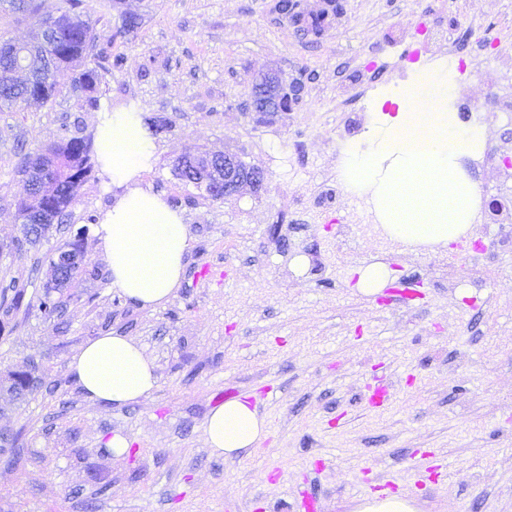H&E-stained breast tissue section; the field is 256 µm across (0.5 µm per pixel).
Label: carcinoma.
Masks as SVG:
<instances>
[{
	"instance_id": "obj_1",
	"label": "carcinoma",
	"mask_w": 512,
	"mask_h": 512,
	"mask_svg": "<svg viewBox=\"0 0 512 512\" xmlns=\"http://www.w3.org/2000/svg\"><path fill=\"white\" fill-rule=\"evenodd\" d=\"M11 11L19 19L34 21V30L28 41V53L19 57L12 40L0 39V103L21 107L31 102L46 103L60 89L61 81L69 79L70 87L82 94L86 104L100 108L98 96L99 74L96 68L86 66L89 58H100L98 36L90 23L83 19L85 0H65L53 13L42 11L41 0H9ZM55 17L57 37L48 43L42 41L40 27L46 17ZM26 68L28 79L17 77L19 67ZM92 141L83 136L62 133L61 138L48 145L36 144L23 154L24 179L21 184L19 216L21 238L18 247H35L66 223L76 203V188L90 175ZM48 179L56 184L55 194L43 198L30 189V184ZM78 228L73 239L63 247L83 256V262L72 267L62 278L58 288L44 287L41 294L28 302L25 311L37 310L48 320L57 317L67 304L78 296L86 276L95 273L89 269L91 259L83 245L84 230ZM27 284L11 278L0 285V331L12 326L21 308Z\"/></svg>"
}]
</instances>
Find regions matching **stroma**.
I'll list each match as a JSON object with an SVG mask.
<instances>
[{
  "mask_svg": "<svg viewBox=\"0 0 512 512\" xmlns=\"http://www.w3.org/2000/svg\"><path fill=\"white\" fill-rule=\"evenodd\" d=\"M101 40L123 55L121 69L101 62V103H137L144 119H162L157 161L143 184L178 199L190 248L186 272L203 265L234 274L179 287L164 306L144 309L111 284L103 246L89 235L98 267L61 321L19 315L0 334V376L38 366L41 387L0 428L21 432L16 466L0 465V512H288L292 489L314 462L325 512H347L364 476L401 482L411 455L444 460L460 471L448 487H428L422 512H512V235L511 222L478 211L482 250L446 264L407 251L337 250L336 223L361 212L340 188L339 151L349 128L396 115L393 87L422 66L406 48L438 53L441 32L469 27L489 54L466 52L457 94L471 123L487 129L493 154H512V0H346L345 12L317 41L273 13L270 0H90ZM140 25L118 33L124 14ZM278 68L303 82L300 105L284 119L258 122L247 105L256 76ZM380 73L363 111L341 105ZM97 110L62 86L45 104L0 109V278L28 281L27 297L49 279L39 248H10L17 220L21 146L57 141L63 127L92 135ZM232 149L264 173L266 189L211 201L173 173L178 156ZM99 170L80 184L74 224L110 204ZM390 277L422 280L408 305L381 306L359 288L370 264ZM132 337L153 361L159 382L150 397L122 407L85 399L68 362L90 338ZM393 374L394 399L383 412L361 407L372 374ZM269 432L250 456L224 460L204 444L216 392L256 394ZM129 449L104 455L113 433ZM281 471L270 483L269 468Z\"/></svg>",
  "mask_w": 512,
  "mask_h": 512,
  "instance_id": "35a3bbf8",
  "label": "stroma"
}]
</instances>
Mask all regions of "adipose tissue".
Returning <instances> with one entry per match:
<instances>
[{
	"instance_id": "1",
	"label": "adipose tissue",
	"mask_w": 512,
	"mask_h": 512,
	"mask_svg": "<svg viewBox=\"0 0 512 512\" xmlns=\"http://www.w3.org/2000/svg\"><path fill=\"white\" fill-rule=\"evenodd\" d=\"M97 158L112 202L97 227L112 284L141 308L165 305L184 273L190 247L182 213L142 184L156 161V145L140 113H100L95 130ZM69 371L89 399L128 405L147 399L158 386L153 362L131 338L107 332L85 342ZM267 434V422L248 396L210 410L204 440L212 455H249Z\"/></svg>"
}]
</instances>
